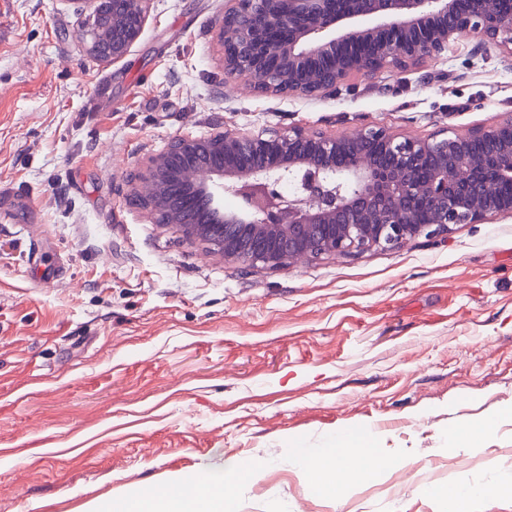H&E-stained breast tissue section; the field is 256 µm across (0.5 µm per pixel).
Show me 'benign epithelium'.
<instances>
[{
    "label": "benign epithelium",
    "instance_id": "benign-epithelium-1",
    "mask_svg": "<svg viewBox=\"0 0 512 512\" xmlns=\"http://www.w3.org/2000/svg\"><path fill=\"white\" fill-rule=\"evenodd\" d=\"M88 52L117 61L142 34L149 0H87ZM219 24L224 80L264 94L338 93L355 74L439 57L468 35L512 55L504 0H229ZM155 221L245 267L392 249L457 224L512 215V113L489 128L422 140L384 126L343 136L299 126L266 138L178 137L131 178ZM238 200L224 209V197Z\"/></svg>",
    "mask_w": 512,
    "mask_h": 512
}]
</instances>
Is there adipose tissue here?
I'll return each mask as SVG.
<instances>
[{"instance_id": "1", "label": "adipose tissue", "mask_w": 512, "mask_h": 512, "mask_svg": "<svg viewBox=\"0 0 512 512\" xmlns=\"http://www.w3.org/2000/svg\"><path fill=\"white\" fill-rule=\"evenodd\" d=\"M293 458L308 480L335 494L369 471L401 465L400 459L379 452L376 437L367 427L337 432L334 448L326 452L294 449ZM256 470L254 463L232 461L223 469L200 477L173 478L159 492L147 491L111 504H93L90 512H227L239 474Z\"/></svg>"}]
</instances>
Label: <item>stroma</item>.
Listing matches in <instances>:
<instances>
[{"instance_id":"stroma-1","label":"stroma","mask_w":512,"mask_h":512,"mask_svg":"<svg viewBox=\"0 0 512 512\" xmlns=\"http://www.w3.org/2000/svg\"><path fill=\"white\" fill-rule=\"evenodd\" d=\"M226 0H150L117 62L76 34L86 0L0 6V512L89 505L227 460L234 512H444L430 485L488 484L512 512V419L479 449L448 436L512 405V216L396 249L246 269L153 223L127 175L177 137L366 124L431 138L512 113V57H440L351 77L333 98L225 80ZM368 426L402 468L339 496L294 448Z\"/></svg>"}]
</instances>
